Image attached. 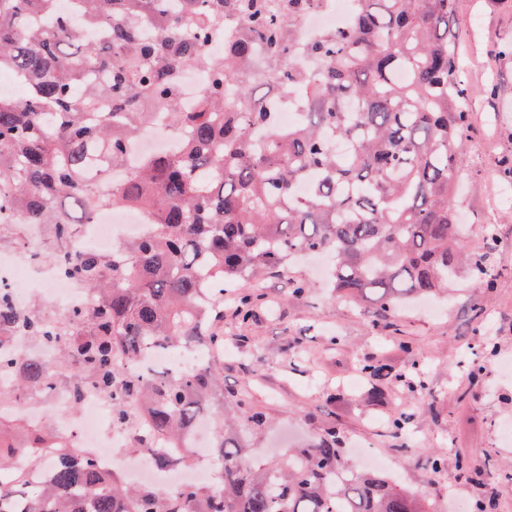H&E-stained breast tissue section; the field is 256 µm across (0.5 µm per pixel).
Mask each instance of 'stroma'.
<instances>
[{"label":"stroma","instance_id":"35a3bbf8","mask_svg":"<svg viewBox=\"0 0 512 512\" xmlns=\"http://www.w3.org/2000/svg\"><path fill=\"white\" fill-rule=\"evenodd\" d=\"M453 40L477 91L457 209L470 228L467 244L498 241L488 258L493 285L464 264L433 310L410 301L382 312L331 295L313 258L258 285L239 282L238 294L254 301L246 320L234 300L224 303V396L271 420L252 440L254 467L274 458L276 444L298 448L330 429L346 454L363 444L386 458L390 476L430 512L485 492L490 512H512V376L495 370L512 360V0H458ZM298 281L309 290L297 298ZM375 358L398 375L380 405L367 400L372 380L361 371ZM402 408L412 424L397 434L388 420ZM438 454L436 470L430 459ZM462 461L488 475L489 487L461 478Z\"/></svg>","mask_w":512,"mask_h":512}]
</instances>
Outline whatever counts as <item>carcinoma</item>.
<instances>
[{
  "label": "carcinoma",
  "mask_w": 512,
  "mask_h": 512,
  "mask_svg": "<svg viewBox=\"0 0 512 512\" xmlns=\"http://www.w3.org/2000/svg\"><path fill=\"white\" fill-rule=\"evenodd\" d=\"M60 2L0 0V73L33 86L23 100L0 97V241L25 245L16 215L45 225L49 260L95 303L50 318L16 311L0 288V329L62 356L43 363L0 347V371L14 373L0 397L87 381L110 397L112 426L133 448L177 447L209 405L219 480L135 488L81 450L48 461V483L29 489L15 457L53 432L15 444L0 424V512H422L390 478L347 467L333 431L260 472L247 465L224 414L220 290L276 274L295 253H326L337 297L389 311L447 289L476 255L462 247L455 200L475 94L451 48L456 0H356L348 27L305 45L321 61L314 76L289 63L295 15L311 0H77V19ZM229 10L245 27L214 52ZM88 27L103 28L92 46ZM181 66L204 74L187 112L170 108ZM273 94L296 96L300 127H277ZM101 97L112 111H98ZM157 118L185 141L112 182L127 142ZM130 205L147 209V236L110 253L68 248L80 220ZM203 349L209 363L160 376L116 361ZM362 371L380 381L390 367L370 360ZM135 401L144 423L131 419Z\"/></svg>",
  "instance_id": "1"
}]
</instances>
